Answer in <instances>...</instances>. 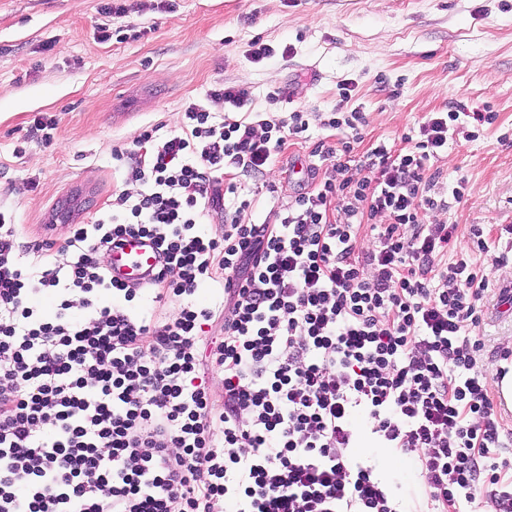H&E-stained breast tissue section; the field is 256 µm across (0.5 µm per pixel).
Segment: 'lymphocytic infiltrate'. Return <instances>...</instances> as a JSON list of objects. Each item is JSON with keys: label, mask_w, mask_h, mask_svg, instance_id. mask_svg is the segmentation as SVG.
Returning <instances> with one entry per match:
<instances>
[{"label": "lymphocytic infiltrate", "mask_w": 512, "mask_h": 512, "mask_svg": "<svg viewBox=\"0 0 512 512\" xmlns=\"http://www.w3.org/2000/svg\"><path fill=\"white\" fill-rule=\"evenodd\" d=\"M208 96L227 112L192 101L179 128L148 125L113 149L138 190L72 225L66 259L23 262L0 206V512H401L353 455L359 415L416 455L430 512H512V461L495 458L508 434L471 333L490 284L471 256L491 244L473 227L445 261L455 227L425 221L448 206L428 166L448 113H429L400 150L377 144L356 180L366 117L341 90L324 123L344 137L313 149L333 158L328 176L259 224L227 173H265L307 114L249 111L243 85ZM212 210L218 235L203 227ZM129 236L162 253L143 288L97 261ZM203 286L223 303H196ZM147 287L176 314L145 309ZM219 320L223 337H206ZM206 363L224 374L223 404Z\"/></svg>", "instance_id": "f902f5d3"}]
</instances>
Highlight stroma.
Masks as SVG:
<instances>
[{"label": "stroma", "instance_id": "35a3bbf8", "mask_svg": "<svg viewBox=\"0 0 512 512\" xmlns=\"http://www.w3.org/2000/svg\"><path fill=\"white\" fill-rule=\"evenodd\" d=\"M101 0H0V203L13 209L24 258L35 263L45 235L63 247L72 225L90 222L113 194L135 191L112 160L141 126L176 128L187 102L208 101L219 83L245 85L252 110L268 108L280 88L290 100L278 116L309 114L306 138L289 139L273 167L245 178L263 222L295 195L303 168L317 174L330 161L313 156L316 142L334 144L340 131L324 126L340 85L366 116L356 157L377 143L401 149L403 133L431 112L455 113L448 146L429 162L440 178L432 195L462 187L448 207L428 214L452 224L450 250L466 249L472 225H512V0H128L124 15L103 13ZM136 26L139 34L102 41L99 28ZM263 39L274 56L251 59ZM290 56H281L284 46ZM494 113L493 123L475 113ZM58 122L51 144L26 142L33 117ZM489 268L483 317L473 335L485 341L481 365L501 366L512 343V313L498 304L512 287V262ZM355 453L376 466L408 512H425L427 498L413 456L379 445L369 432Z\"/></svg>", "mask_w": 512, "mask_h": 512}]
</instances>
